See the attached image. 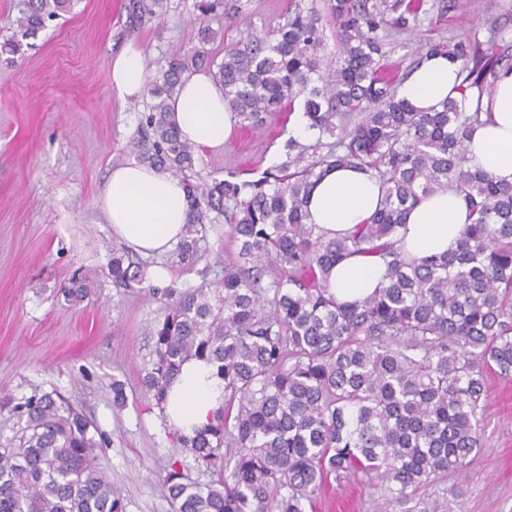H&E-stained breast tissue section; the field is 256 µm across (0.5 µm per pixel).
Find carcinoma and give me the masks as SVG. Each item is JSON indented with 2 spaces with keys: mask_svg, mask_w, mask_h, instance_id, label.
<instances>
[{
  "mask_svg": "<svg viewBox=\"0 0 512 512\" xmlns=\"http://www.w3.org/2000/svg\"><path fill=\"white\" fill-rule=\"evenodd\" d=\"M75 0H24L12 36L21 51ZM336 60L321 52L320 15L300 5L265 36L249 27L217 60L205 45L221 31L206 23L198 44L157 62L129 154L164 177H181L189 201L185 263L206 224L225 221L236 246L215 288L176 294L149 287L163 303L150 326L152 357L143 387L162 408L183 361L201 358L224 379V407L192 437L169 432L176 456L159 481L172 512H311L328 479L361 474L398 512H441L420 492L466 468L481 448L484 371L512 376V184L486 174L468 140L484 124L470 99L512 71V55H489L460 39L431 43L408 64L389 60L386 38L412 31L429 0H326ZM461 66L457 96L421 110L399 95L424 59ZM206 69L224 90L240 126L270 112H301L313 143L290 137L280 163L257 179L236 172L199 184L195 148L170 120L185 74ZM333 168L370 173L381 208L350 235L326 238L307 223L314 181ZM455 190L471 216L457 251L416 263L397 247L407 213L423 198ZM377 254L385 283L344 303L330 292V270L346 258ZM112 283L131 288L144 267L116 248ZM77 305L88 284L62 288ZM25 435L0 454V512H125L120 492L97 463L103 439L59 393L31 396ZM210 475L190 477L184 458Z\"/></svg>",
  "mask_w": 512,
  "mask_h": 512,
  "instance_id": "cac0c4a2",
  "label": "carcinoma"
}]
</instances>
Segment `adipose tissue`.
Wrapping results in <instances>:
<instances>
[{"label": "adipose tissue", "mask_w": 512, "mask_h": 512, "mask_svg": "<svg viewBox=\"0 0 512 512\" xmlns=\"http://www.w3.org/2000/svg\"><path fill=\"white\" fill-rule=\"evenodd\" d=\"M458 71V64L445 57L428 58L404 81L399 93L414 106H436L453 95ZM145 83L143 52L137 45H128L113 61L112 89L127 99L139 96ZM481 106L491 112L492 120L475 129L470 150L485 172L512 184V72L500 73L492 90L483 95ZM171 109L172 122L196 148H222L231 133L234 120L224 104V93L205 72L184 80ZM380 200L379 184L369 173L333 169L310 193L308 221L328 236L344 234L368 223ZM101 208L113 236L146 257L166 254L185 234L188 202L183 181L159 176L143 164L112 168ZM468 222L466 205L457 192H437L407 214L399 231L401 246L418 261L454 252ZM384 273L381 259L353 257L332 269L330 290L339 301H358L378 287ZM223 404L224 381L216 366L193 357L182 363L172 380L163 413L170 426L190 437Z\"/></svg>", "instance_id": "ef3b65f1"}]
</instances>
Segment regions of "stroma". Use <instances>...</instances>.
I'll use <instances>...</instances> for the list:
<instances>
[{"mask_svg":"<svg viewBox=\"0 0 512 512\" xmlns=\"http://www.w3.org/2000/svg\"><path fill=\"white\" fill-rule=\"evenodd\" d=\"M134 0H77L15 55L0 53V450L14 447L26 417L25 398L58 392L93 420L107 441L98 464L124 499L125 512H171L158 475L174 448L170 427L142 385L152 356L151 321L161 304L147 289L117 288L108 274L118 245L100 207L113 166L129 162V145L147 95L123 100L112 91V61L128 44L156 63L173 47L195 44L198 0H167L165 12L134 10ZM239 20H223L211 54L234 47L243 24L264 34L294 3L325 11V0H242ZM468 37L484 51L512 45V0H448L418 32L391 35L392 60L410 57L421 41ZM287 113L257 128L232 129L223 148L197 151L201 180L230 170L261 175L279 161L292 136ZM235 253L227 225L206 229L195 262L174 253L147 258L168 267V286L211 287ZM91 293L80 305L61 293L72 275ZM126 401L116 405L112 384ZM482 448L449 473L462 512H512V377L486 376ZM316 512H395L367 478L331 481Z\"/></svg>","mask_w":512,"mask_h":512,"instance_id":"35a3bbf8","label":"stroma"}]
</instances>
